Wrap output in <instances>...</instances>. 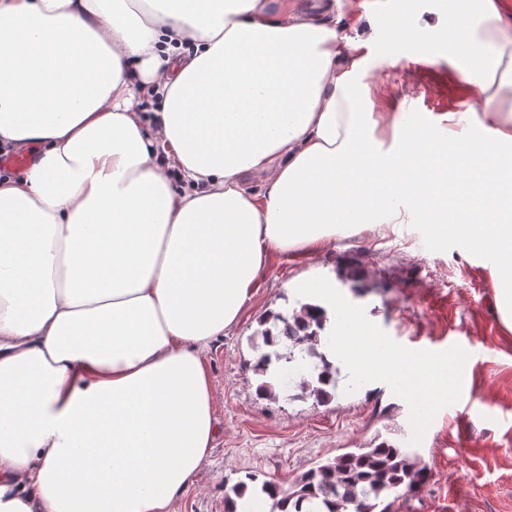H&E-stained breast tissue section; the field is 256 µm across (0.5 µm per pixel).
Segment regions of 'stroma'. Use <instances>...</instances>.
<instances>
[{
    "instance_id": "1",
    "label": "stroma",
    "mask_w": 512,
    "mask_h": 512,
    "mask_svg": "<svg viewBox=\"0 0 512 512\" xmlns=\"http://www.w3.org/2000/svg\"><path fill=\"white\" fill-rule=\"evenodd\" d=\"M335 13L354 39L365 14L379 31L399 15L412 31L393 55L380 40L365 47L367 111L409 124L461 109L467 85L448 64L445 31L418 24L447 17L448 0H336ZM316 276L334 281L397 343L437 352L457 344L467 352L460 399L436 414L421 443L411 442L407 403L381 381L351 393L338 386L322 404L296 383L273 398L260 394L253 358L264 347L262 323L299 307L295 283ZM206 360L222 431L174 512H225L226 494L246 474L288 486L317 464L382 440L414 447L429 474L393 512H512V331L500 318L491 261L456 238L388 224L337 235L302 260L271 255L236 327Z\"/></svg>"
}]
</instances>
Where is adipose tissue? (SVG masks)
<instances>
[{
	"label": "adipose tissue",
	"mask_w": 512,
	"mask_h": 512,
	"mask_svg": "<svg viewBox=\"0 0 512 512\" xmlns=\"http://www.w3.org/2000/svg\"><path fill=\"white\" fill-rule=\"evenodd\" d=\"M333 6L0 0V512H172L270 253L423 224L497 257L512 330V0L450 13L469 102L422 125L366 111Z\"/></svg>",
	"instance_id": "obj_1"
}]
</instances>
